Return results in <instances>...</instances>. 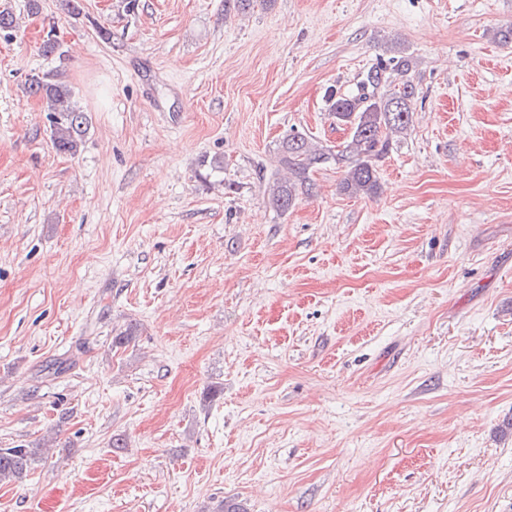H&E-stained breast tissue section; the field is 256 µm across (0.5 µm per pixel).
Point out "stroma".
<instances>
[{
	"mask_svg": "<svg viewBox=\"0 0 512 512\" xmlns=\"http://www.w3.org/2000/svg\"><path fill=\"white\" fill-rule=\"evenodd\" d=\"M126 2L0 0V448L52 445L0 512H512V0ZM399 53L377 193L276 216L279 140ZM28 90L41 98L47 107L50 122V141L57 153L77 155L87 134L89 121L75 99L73 88L54 75H32Z\"/></svg>",
	"mask_w": 512,
	"mask_h": 512,
	"instance_id": "stroma-1",
	"label": "stroma"
}]
</instances>
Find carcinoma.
<instances>
[{"label":"carcinoma","instance_id":"cac0c4a2","mask_svg":"<svg viewBox=\"0 0 512 512\" xmlns=\"http://www.w3.org/2000/svg\"><path fill=\"white\" fill-rule=\"evenodd\" d=\"M397 72L400 79L395 81L378 68L367 74L357 94H328L329 110L336 122L349 130V136L336 149L313 143L306 132L299 130L279 141L276 150L283 171L272 172L265 189L267 204L274 212L288 214L299 192L313 189L311 173L331 161L347 165L340 183L343 193L357 197L377 192V162L413 123L417 87L408 77L409 62L398 61ZM28 90L46 103L55 151L77 155L90 126L73 88L53 75L43 74L29 79ZM43 455L41 448H0V484L22 479Z\"/></svg>","mask_w":512,"mask_h":512}]
</instances>
